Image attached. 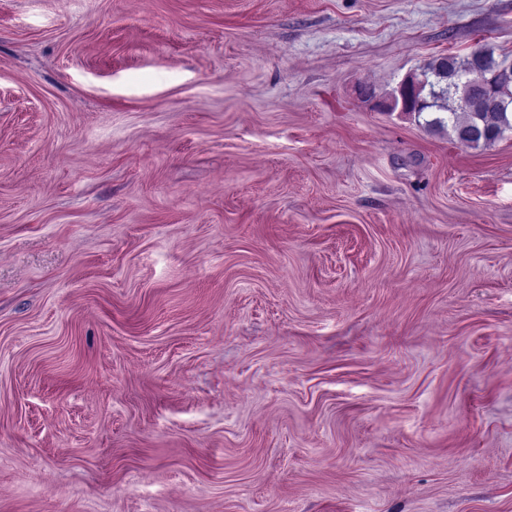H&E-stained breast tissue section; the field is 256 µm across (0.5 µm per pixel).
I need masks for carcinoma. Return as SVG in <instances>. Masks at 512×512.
Wrapping results in <instances>:
<instances>
[{"instance_id": "1", "label": "carcinoma", "mask_w": 512, "mask_h": 512, "mask_svg": "<svg viewBox=\"0 0 512 512\" xmlns=\"http://www.w3.org/2000/svg\"><path fill=\"white\" fill-rule=\"evenodd\" d=\"M512 92V68L477 64L471 57L448 55L429 61L422 78H412L400 90L402 109L421 114L436 109L442 115L426 121L430 128H448L456 139L468 145L491 146L505 132H512V101L503 106L498 99ZM484 98L475 112L470 101Z\"/></svg>"}]
</instances>
